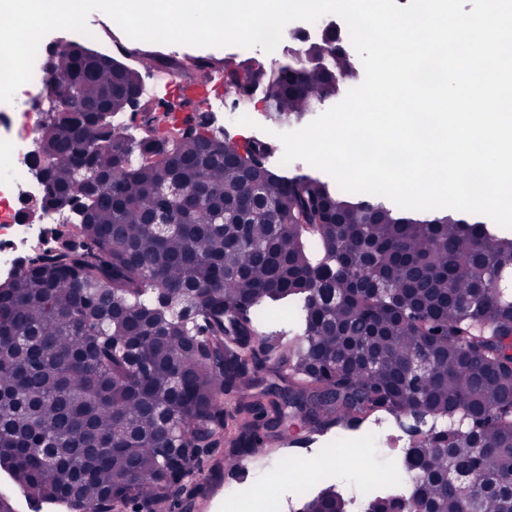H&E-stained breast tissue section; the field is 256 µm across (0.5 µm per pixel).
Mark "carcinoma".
<instances>
[{
  "mask_svg": "<svg viewBox=\"0 0 512 512\" xmlns=\"http://www.w3.org/2000/svg\"><path fill=\"white\" fill-rule=\"evenodd\" d=\"M354 75L335 30L294 62L224 64V95L299 123ZM54 111L36 140L48 194L29 217L70 210L54 246L0 282V468L31 501L97 512L129 495L162 501L192 448L224 428V393L244 415L224 458L301 414L312 431L354 430L383 412L413 418L406 463L426 512H512V234L452 213L417 216L308 173L278 174L269 142L233 141L189 116L126 111L139 67L70 42L47 72ZM205 188L187 204L165 182ZM166 215L164 230L149 220ZM299 323L267 342L272 306ZM281 351L271 381L247 365ZM303 512H348L331 483ZM369 512H407L381 496Z\"/></svg>",
  "mask_w": 512,
  "mask_h": 512,
  "instance_id": "obj_1",
  "label": "carcinoma"
}]
</instances>
